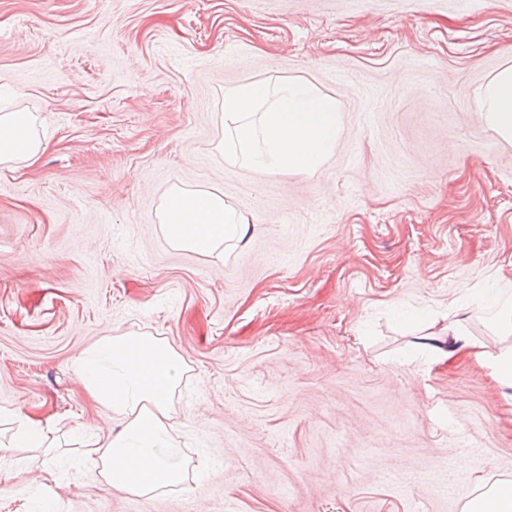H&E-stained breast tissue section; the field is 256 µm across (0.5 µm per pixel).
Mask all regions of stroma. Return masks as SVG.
<instances>
[{
    "mask_svg": "<svg viewBox=\"0 0 512 512\" xmlns=\"http://www.w3.org/2000/svg\"><path fill=\"white\" fill-rule=\"evenodd\" d=\"M512 66V0H0V114L44 150L0 166V443L38 512L19 414L58 422L57 512H463L512 482V387L489 361L512 308V145L477 97ZM295 78L340 102L333 155L262 174L216 148L224 91ZM253 236L170 245L171 187ZM460 317L487 346L432 356ZM187 370L188 479L135 497L83 475L113 425L77 378L101 336Z\"/></svg>",
    "mask_w": 512,
    "mask_h": 512,
    "instance_id": "stroma-1",
    "label": "stroma"
}]
</instances>
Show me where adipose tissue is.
I'll list each match as a JSON object with an SVG mask.
<instances>
[{
  "mask_svg": "<svg viewBox=\"0 0 512 512\" xmlns=\"http://www.w3.org/2000/svg\"><path fill=\"white\" fill-rule=\"evenodd\" d=\"M486 124L512 143V67L499 71L478 101ZM224 138L219 150L262 173L313 174L336 147V100L306 82L288 79L275 89L245 84L224 92ZM42 143L19 112L0 115V163L35 160ZM161 222L169 242L209 254L227 241L242 242L249 226L222 197L209 192L166 194ZM185 373L182 358L150 336H105L79 361L78 379L117 420L114 433L90 437L80 450L85 475L135 495L183 484L170 411Z\"/></svg>",
  "mask_w": 512,
  "mask_h": 512,
  "instance_id": "obj_1",
  "label": "adipose tissue"
}]
</instances>
